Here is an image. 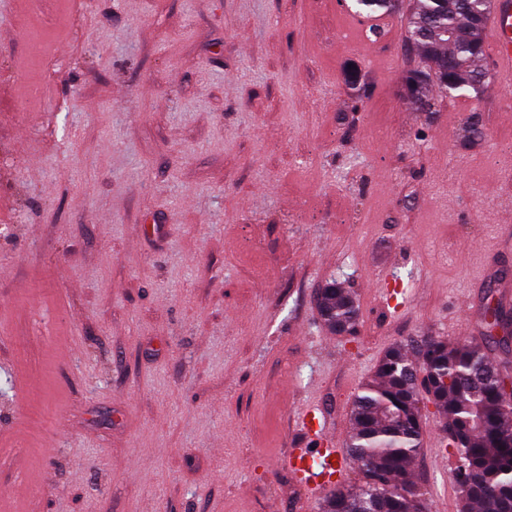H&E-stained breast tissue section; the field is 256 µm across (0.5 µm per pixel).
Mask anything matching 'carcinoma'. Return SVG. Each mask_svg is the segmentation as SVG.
<instances>
[{
    "label": "carcinoma",
    "instance_id": "cac0c4a2",
    "mask_svg": "<svg viewBox=\"0 0 512 512\" xmlns=\"http://www.w3.org/2000/svg\"><path fill=\"white\" fill-rule=\"evenodd\" d=\"M354 2L368 15L400 6V0ZM490 13L491 0H413L407 33L421 66L410 71L406 89L417 108H428L433 89L448 97L484 93L487 73L477 61ZM317 307L329 331L356 336L358 308L349 290L330 283ZM511 338L512 314L490 307L482 344L450 346L442 336H421L388 348L350 411L345 448L360 479L331 488L320 512H423L410 467L424 444L428 403L458 457L462 512H512V363L497 355Z\"/></svg>",
    "mask_w": 512,
    "mask_h": 512
}]
</instances>
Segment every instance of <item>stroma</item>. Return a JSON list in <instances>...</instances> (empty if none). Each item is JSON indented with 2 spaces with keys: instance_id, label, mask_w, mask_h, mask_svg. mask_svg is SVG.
<instances>
[{
  "instance_id": "obj_1",
  "label": "stroma",
  "mask_w": 512,
  "mask_h": 512,
  "mask_svg": "<svg viewBox=\"0 0 512 512\" xmlns=\"http://www.w3.org/2000/svg\"><path fill=\"white\" fill-rule=\"evenodd\" d=\"M33 2L0 0V512H317L300 410L345 442L391 344L512 293V83L416 111L405 8L368 41L353 0ZM441 435L412 473L460 512ZM317 307L324 326L351 341L356 336L358 308L351 292L335 282L321 290Z\"/></svg>"
}]
</instances>
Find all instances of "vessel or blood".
Returning <instances> with one entry per match:
<instances>
[{
	"instance_id": "obj_1",
	"label": "vessel or blood",
	"mask_w": 512,
	"mask_h": 512,
	"mask_svg": "<svg viewBox=\"0 0 512 512\" xmlns=\"http://www.w3.org/2000/svg\"><path fill=\"white\" fill-rule=\"evenodd\" d=\"M491 63L498 77L512 80V0H496L488 23ZM298 427L307 433L309 444L291 449L288 462L309 477V495L333 487L345 475L347 464L343 451L329 435L324 416L318 406L302 409L297 417Z\"/></svg>"
}]
</instances>
